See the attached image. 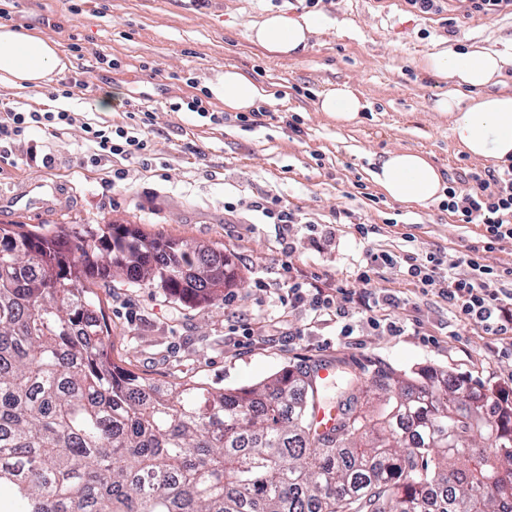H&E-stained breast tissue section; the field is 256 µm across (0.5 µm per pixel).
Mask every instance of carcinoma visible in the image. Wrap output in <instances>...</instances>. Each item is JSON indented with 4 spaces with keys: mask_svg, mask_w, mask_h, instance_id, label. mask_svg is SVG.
Instances as JSON below:
<instances>
[{
    "mask_svg": "<svg viewBox=\"0 0 512 512\" xmlns=\"http://www.w3.org/2000/svg\"><path fill=\"white\" fill-rule=\"evenodd\" d=\"M118 277L212 305L223 253L122 224L0 227V512H512V409L336 362L212 390L112 363L86 286ZM336 411L324 431L317 412Z\"/></svg>",
    "mask_w": 512,
    "mask_h": 512,
    "instance_id": "carcinoma-1",
    "label": "carcinoma"
}]
</instances>
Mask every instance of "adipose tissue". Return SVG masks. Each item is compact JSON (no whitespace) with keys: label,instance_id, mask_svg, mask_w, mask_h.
I'll list each match as a JSON object with an SVG mask.
<instances>
[{"label":"adipose tissue","instance_id":"adipose-tissue-1","mask_svg":"<svg viewBox=\"0 0 512 512\" xmlns=\"http://www.w3.org/2000/svg\"><path fill=\"white\" fill-rule=\"evenodd\" d=\"M319 26L312 16L271 13L250 29V40L271 55L295 58L305 53ZM512 66V56L473 50L465 54L440 51L425 57L421 70L447 84L437 102L446 112L458 144L470 155L512 162V94H489L485 88ZM67 67L56 40L12 25H0V83L21 91L45 86ZM208 96L225 109L247 112L266 97V88L245 71L229 66L205 82ZM364 104L351 89L339 86L322 92L318 109L337 124L355 122ZM375 183L393 200L425 205L443 198L445 183L427 154L391 150L379 157Z\"/></svg>","mask_w":512,"mask_h":512}]
</instances>
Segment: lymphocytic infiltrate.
I'll return each mask as SVG.
<instances>
[{
    "label": "lymphocytic infiltrate",
    "instance_id": "obj_1",
    "mask_svg": "<svg viewBox=\"0 0 512 512\" xmlns=\"http://www.w3.org/2000/svg\"><path fill=\"white\" fill-rule=\"evenodd\" d=\"M128 118V123L115 126L83 123L85 140L91 149L90 161L105 156L132 159L147 151V131L153 123L151 111L137 109L129 112ZM73 121L72 113L61 108L45 112L12 108L1 111L0 154L21 145L35 128L44 126L62 131ZM443 206L456 223L483 225L489 243L512 240V164L463 174L457 183L447 187ZM253 208L288 236L303 232L313 239L318 234L317 224L282 205L278 197L254 202ZM403 262L419 288L437 293L459 316L481 323L486 333L498 336L512 330V296L504 294L499 286L502 271L487 264L483 255L474 253L465 257L463 263L469 269L465 276L457 274L456 261L435 255L423 263L408 255ZM281 285L287 288L292 302L302 301L304 294H311L310 310L316 322H331L352 313L366 315L380 305L398 303L392 295L379 298L371 292L357 294L343 287L332 295L321 290L314 292L308 283L293 276L283 278Z\"/></svg>",
    "mask_w": 512,
    "mask_h": 512
}]
</instances>
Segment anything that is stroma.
<instances>
[{
  "label": "stroma",
  "mask_w": 512,
  "mask_h": 512,
  "mask_svg": "<svg viewBox=\"0 0 512 512\" xmlns=\"http://www.w3.org/2000/svg\"><path fill=\"white\" fill-rule=\"evenodd\" d=\"M0 8L12 25L59 42L67 76L85 83L65 103L72 126L28 137L38 153L51 154V167L20 151L0 157V225L47 232L61 224H131L149 237L221 251L239 276L209 307L176 302L159 288L91 280L111 331L112 362L150 381L224 389L339 359L419 381L448 374L489 398L512 386V335L461 320L436 294H421L403 266H376L367 283L356 277L380 251L454 260L483 246L482 225L456 223L437 202L408 206L381 196L371 170L389 150L427 153L447 178L491 167L456 142L435 107L446 87L418 61L441 50L512 53V14L422 13L405 0H0ZM270 11L319 18L304 55L277 58L250 42V24ZM230 65L266 88L271 116L262 125L246 131L233 120L216 125L171 111L172 103L204 96L206 78ZM339 85L366 103L343 127L317 110L320 94ZM112 94L116 103L102 110ZM137 107L154 115L146 160L87 164L83 123L122 124ZM292 114L300 131L284 122ZM371 193L380 203L368 201ZM267 195L334 225L332 243L282 239L249 208ZM228 202L235 211L225 210ZM342 211L348 223H337ZM358 224L378 231L360 238ZM285 262L327 292L341 285L398 296L399 306L375 316L402 325L403 334L371 329L356 314L347 335L339 323L312 322L308 305H279L255 282H280Z\"/></svg>",
  "instance_id": "35a3bbf8"
}]
</instances>
